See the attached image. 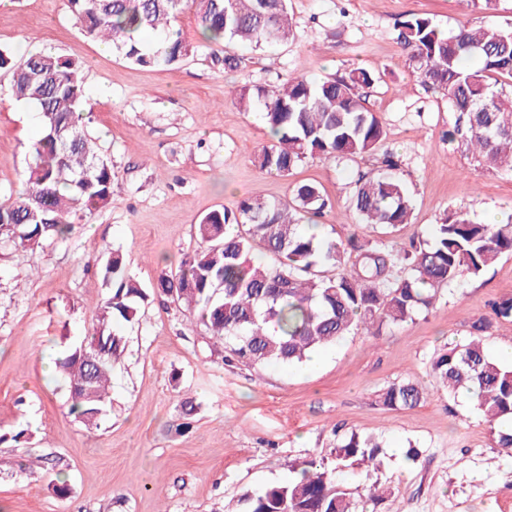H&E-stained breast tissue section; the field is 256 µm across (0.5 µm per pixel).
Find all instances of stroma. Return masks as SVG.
Segmentation results:
<instances>
[{
  "label": "stroma",
  "instance_id": "obj_1",
  "mask_svg": "<svg viewBox=\"0 0 512 512\" xmlns=\"http://www.w3.org/2000/svg\"><path fill=\"white\" fill-rule=\"evenodd\" d=\"M295 37L244 49L234 71L199 52L172 66L132 64L87 40L67 0H0V48L24 59L39 42L83 62L90 138L112 160V202L75 222L67 239L28 250L0 246V512H240L243 493L292 479L290 462L330 457L350 433L380 442L378 469L342 463L339 482L364 512H512V456L466 393L436 388L433 358L491 302L512 297V256L438 292L434 307L373 338L355 331L327 349L315 369L225 364L207 328L156 295L126 326L127 350L112 369L106 415L90 430L70 412L56 380V355L78 342L109 288L97 264L122 252L145 286L177 271L198 246L206 213L254 197L288 200L296 184L319 187L323 230L339 240L380 241L381 228L350 209L355 182L383 171L381 155L307 159L286 177L259 168L252 149L272 143L260 109L239 111L236 89L304 74L321 80L362 68L379 112L395 174L412 197L410 223L391 238L428 240L433 224L465 213L512 219V172L477 167L443 134L454 114L428 90L398 40L414 13L444 31L462 20L512 25V0L496 9L463 0H289ZM0 69V198L24 177L39 113L10 94ZM422 385L412 409H390L389 384ZM196 411L181 429V401ZM23 433L22 442L12 434ZM419 453L417 462L406 457ZM66 482V496L52 486ZM385 495L372 501L370 485Z\"/></svg>",
  "mask_w": 512,
  "mask_h": 512
}]
</instances>
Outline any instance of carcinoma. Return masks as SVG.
I'll use <instances>...</instances> for the list:
<instances>
[{"label": "carcinoma", "mask_w": 512, "mask_h": 512, "mask_svg": "<svg viewBox=\"0 0 512 512\" xmlns=\"http://www.w3.org/2000/svg\"><path fill=\"white\" fill-rule=\"evenodd\" d=\"M85 38L104 43L122 58L146 67L174 65L205 50L226 70L244 64L231 50L237 42L260 48L295 37L288 0H68ZM193 11L203 38L194 44L174 30L185 10ZM398 40L424 85L448 98L455 121L448 142L471 154L481 168L512 171V30L461 22L442 33L433 22L409 14ZM12 68L11 93L34 104L41 118L26 178L0 200V244L35 249L66 238L70 218H82L112 201V162L84 131V65L52 51L12 66L0 51V69ZM374 82L356 69L348 76L316 81L291 77L274 86L243 87L239 107L263 108L275 143L254 158L260 169L286 177L306 159L364 157L385 140L379 113L357 93ZM309 215L323 213L325 200L312 184L293 188L292 202L244 199L236 209L213 210L196 225L199 248L157 290L184 305L216 339L224 361L251 366H296L318 349L354 330L382 335L418 311L433 308L442 286L464 274L480 275L512 254V224H487L461 213L433 225L431 240L414 251L394 244L343 243L303 233L291 204ZM351 209L364 224L393 228L411 223L408 190L392 176L361 179ZM400 267L405 275L395 277ZM340 272L326 276L319 269ZM110 292L99 305L92 329L58 361L69 386L70 411L88 427L105 413L111 372L127 338L116 326L131 322L146 299L114 252L101 265ZM512 316V299L496 301L491 314L471 323V338L451 343L432 362L438 386L476 398L487 421L512 418V367L494 359L482 336L493 318ZM424 390L413 382L392 384L380 394L390 408H413ZM336 459L377 464L382 446L353 434L335 448ZM299 478L243 495L245 512H358V504L335 481L324 460L295 466Z\"/></svg>", "instance_id": "carcinoma-1"}]
</instances>
